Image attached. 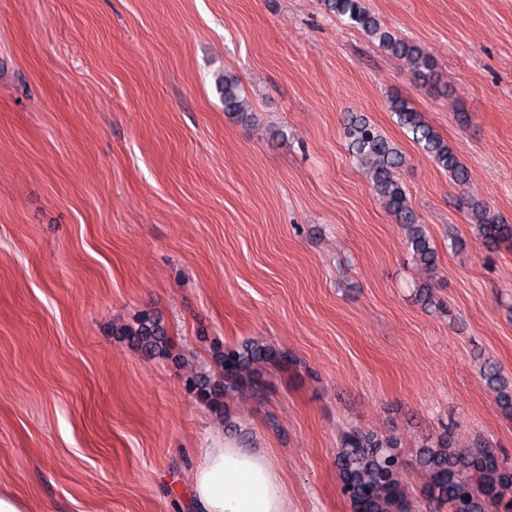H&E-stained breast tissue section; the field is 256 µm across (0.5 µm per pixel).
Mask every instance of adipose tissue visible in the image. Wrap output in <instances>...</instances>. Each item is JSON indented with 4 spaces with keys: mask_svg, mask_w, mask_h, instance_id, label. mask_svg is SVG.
Here are the masks:
<instances>
[{
    "mask_svg": "<svg viewBox=\"0 0 512 512\" xmlns=\"http://www.w3.org/2000/svg\"><path fill=\"white\" fill-rule=\"evenodd\" d=\"M191 500L194 512H288V488L270 456L230 437L200 450Z\"/></svg>",
    "mask_w": 512,
    "mask_h": 512,
    "instance_id": "ef3b65f1",
    "label": "adipose tissue"
}]
</instances>
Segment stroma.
<instances>
[{"label":"stroma","mask_w":512,"mask_h":512,"mask_svg":"<svg viewBox=\"0 0 512 512\" xmlns=\"http://www.w3.org/2000/svg\"><path fill=\"white\" fill-rule=\"evenodd\" d=\"M434 78L321 0H0V485L29 512H190L200 449L234 425L270 454L289 512H351L342 431L399 434L404 477L448 427L512 458L485 360L512 372V245L485 248L457 197L512 224V0H367ZM232 71L249 119L228 115ZM409 98L470 172L454 185L396 122ZM401 150L438 249L436 303L404 231L349 153L346 113ZM172 342L113 335L141 311ZM286 350L217 411L215 349Z\"/></svg>","instance_id":"35a3bbf8"}]
</instances>
